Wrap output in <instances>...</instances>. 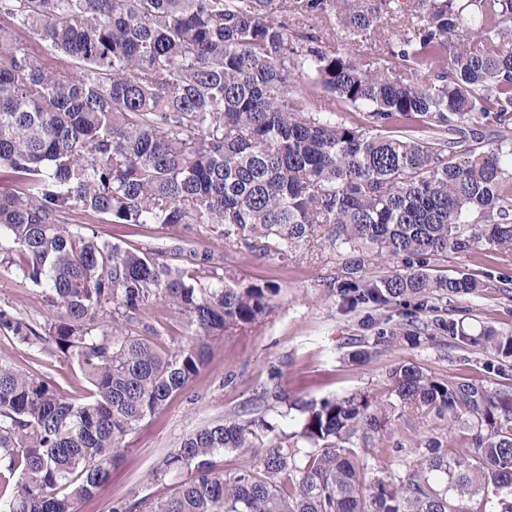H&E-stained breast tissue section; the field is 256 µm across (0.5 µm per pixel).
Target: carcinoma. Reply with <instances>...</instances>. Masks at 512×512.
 <instances>
[{
	"label": "carcinoma",
	"instance_id": "1",
	"mask_svg": "<svg viewBox=\"0 0 512 512\" xmlns=\"http://www.w3.org/2000/svg\"><path fill=\"white\" fill-rule=\"evenodd\" d=\"M290 13L337 24L348 46L312 26L288 33ZM397 14L417 31L385 38L377 66H361L358 46ZM320 91L335 104L315 106ZM479 127L492 148L471 145ZM2 165L18 190L0 199V265L24 263L49 316L36 329L0 308V336L76 363L90 388L69 398L0 358V512H75L211 342L260 322L276 289L224 275L228 251L284 259L323 240L348 256L347 308H402L358 356L446 336L512 377V335L428 318L492 287L480 271L434 275V261L485 243L512 251V0H0ZM78 216L158 225L170 245L124 246ZM180 228L219 233L224 251ZM371 257L394 270L355 277ZM161 301L190 343L151 341L141 315ZM387 386V400L323 399L298 421L205 424L164 461L191 476L150 512H487L489 493L512 512V388L442 382L412 363ZM394 412L441 425L419 463L380 478L366 454L404 451ZM224 450L250 464L215 471Z\"/></svg>",
	"mask_w": 512,
	"mask_h": 512
}]
</instances>
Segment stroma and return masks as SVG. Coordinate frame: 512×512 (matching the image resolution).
Wrapping results in <instances>:
<instances>
[{"mask_svg": "<svg viewBox=\"0 0 512 512\" xmlns=\"http://www.w3.org/2000/svg\"><path fill=\"white\" fill-rule=\"evenodd\" d=\"M91 229L120 244L138 243L159 250L167 244L165 234L151 225L98 221ZM344 267L343 255L325 242L309 243L285 261L246 250L227 254V276L277 287L267 315L255 327L214 343L206 366L187 388L129 433L106 482L93 497L77 502V512H110L119 502L135 505V512H147L155 500L186 478L185 473L164 470L165 456L207 422L261 409L267 416H275L279 403L265 407L258 399L266 389H283L289 402L297 404L353 393L383 398L387 395L386 373L392 366L408 362L442 380L465 376L491 388L502 387V379L487 372L479 351L455 350L444 338L412 348L392 345L369 359L358 358L356 352L364 338L374 333L368 319L394 317L398 311L370 313L343 306L337 282ZM474 270L496 281L511 278L512 252L504 254L488 245L449 254L446 262L436 266L440 275ZM0 306L11 308L33 324L48 315L40 288L16 263L0 266ZM439 313L463 322L474 335L487 327L512 333V296L494 288L444 300ZM144 318L159 328L158 345L173 348L189 339L185 318L164 303L147 309ZM3 354L31 374L51 375L69 397L85 393L87 383L76 363L16 343L0 342Z\"/></svg>", "mask_w": 512, "mask_h": 512, "instance_id": "35a3bbf8", "label": "stroma"}]
</instances>
